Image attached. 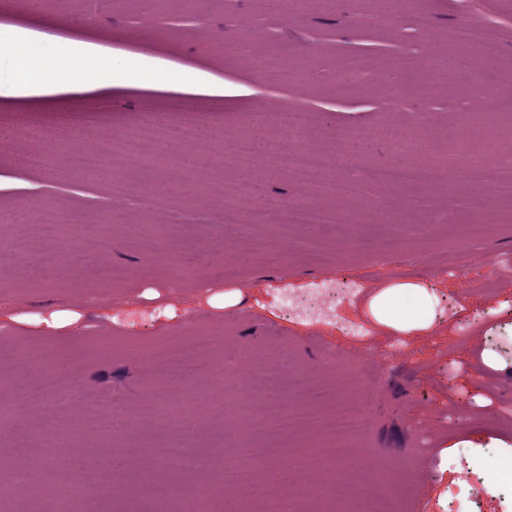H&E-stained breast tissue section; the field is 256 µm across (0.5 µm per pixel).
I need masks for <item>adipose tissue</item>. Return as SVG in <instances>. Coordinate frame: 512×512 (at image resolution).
Returning a JSON list of instances; mask_svg holds the SVG:
<instances>
[{
  "label": "adipose tissue",
  "mask_w": 512,
  "mask_h": 512,
  "mask_svg": "<svg viewBox=\"0 0 512 512\" xmlns=\"http://www.w3.org/2000/svg\"><path fill=\"white\" fill-rule=\"evenodd\" d=\"M67 45L49 43L40 45L27 60L25 70L0 76V92L68 93L91 90V83L76 73L65 72L54 77L45 76V58L66 53Z\"/></svg>",
  "instance_id": "adipose-tissue-1"
}]
</instances>
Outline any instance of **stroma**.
Here are the masks:
<instances>
[{"label":"stroma","mask_w":512,"mask_h":512,"mask_svg":"<svg viewBox=\"0 0 512 512\" xmlns=\"http://www.w3.org/2000/svg\"><path fill=\"white\" fill-rule=\"evenodd\" d=\"M181 0H83L79 11L55 0H0V29L21 34L0 70L13 71V52L42 42H62L86 67L94 90L83 93L0 95V130L17 133L12 151L0 152V402L14 417L0 423V512H49L50 491L10 492L23 449L64 447L46 468L66 466L73 476L121 461L109 490L77 498L72 512H151L150 490L139 475L169 476L160 462L177 442L208 459L203 470H185L187 488L206 485L210 512H253V503L224 485L225 456L236 426L217 414L212 399L224 383L219 362L235 347L250 349L245 369L257 374L268 360L282 362L290 378L308 374L335 379L359 403L372 425L346 447L327 450L344 460L337 499L362 486L386 512H451L452 490L477 494L475 512H512L498 491L512 482V199L497 197L490 179L463 170L450 151L428 180L400 190L378 188L382 210L368 195L337 198L310 192L313 174L279 173L254 158L229 161L224 176L206 181L194 203L170 190L195 183L176 163L157 166L156 149L141 142L146 163L125 177L115 195L109 178L86 179L66 167H29L24 155L53 149L55 135L71 130L85 146L105 138L136 136L158 122L204 123L214 138H233L266 112H293L310 129L305 147L339 152L340 136L356 145V173L400 162L390 140L371 135L392 126L407 132L424 117L425 137H441L482 97H495L491 122L512 120V0H422L419 12L383 22L363 21L355 0L304 12L271 7L269 0H203L198 15L176 20ZM477 20L496 43L493 64L469 48L479 83L459 85L448 72L430 78L426 94L408 92L431 58L457 53L461 24ZM296 60L306 81L271 78L263 57ZM146 58L150 76L112 83L108 74ZM352 76L336 81L337 69ZM197 71L210 94L171 88L178 70ZM238 193L236 207L225 205ZM280 208L304 200L318 208L319 226L275 230L252 224L254 196ZM80 211L83 223L48 236L36 222L56 205ZM163 226L153 253L139 243L147 225ZM312 237L318 250L295 255V240ZM202 244L191 273H181L185 242ZM250 251L256 261L241 270L225 258L222 242ZM70 244L121 269L104 281L89 268L61 269V244ZM280 261L265 264L269 251ZM355 282L352 301L314 316H288L286 293L342 281ZM72 312L63 328L45 324L52 311ZM342 322H361L363 337L342 334ZM209 339L210 352L191 365L208 398L190 425L147 407L158 376L151 360L159 349H179ZM60 370L41 376L37 362ZM74 390L81 405L59 416L39 400ZM115 414L119 426L105 434L99 423ZM466 456L479 475L477 489L463 484L454 462Z\"/></svg>","instance_id":"obj_1"}]
</instances>
